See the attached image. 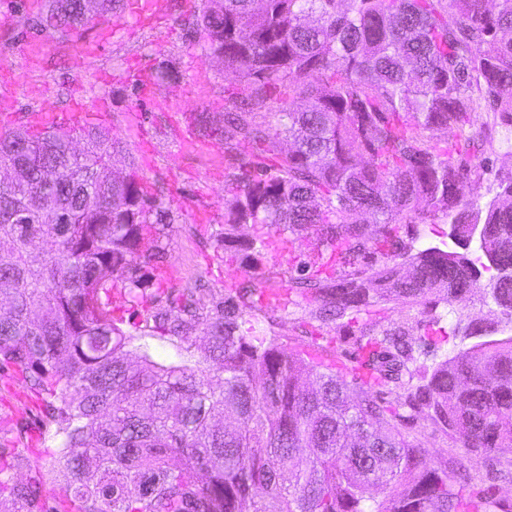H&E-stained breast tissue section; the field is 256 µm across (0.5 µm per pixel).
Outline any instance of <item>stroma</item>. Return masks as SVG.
<instances>
[{
    "label": "stroma",
    "mask_w": 512,
    "mask_h": 512,
    "mask_svg": "<svg viewBox=\"0 0 512 512\" xmlns=\"http://www.w3.org/2000/svg\"><path fill=\"white\" fill-rule=\"evenodd\" d=\"M192 0L177 5L175 0H157L160 21L154 26L135 25L131 15L89 25L81 39L46 33L36 26V0H0V85L12 92L0 100V113H8V128L46 126L50 119H62L75 103L88 106V125L104 127L121 140L126 154L112 159L114 170L127 171L136 161L147 189L160 188L177 221L166 229L170 287L189 280L201 281L211 293L220 294L232 278H245L250 270L224 249V169L213 166L214 151L177 148V134L190 124L191 115L210 109L214 118L224 112L221 64L207 57L198 44L184 36L181 11L192 8ZM176 66L183 74L178 83L158 82L155 74L163 64ZM146 288L138 302L113 293V318L133 336L132 355L148 348L157 359L183 352L179 340L156 332L144 335L146 311L154 297ZM314 304L300 301L290 307L286 318L275 321L260 317L258 325L284 351L335 364L352 351L336 332L319 329L310 312ZM469 300L453 307L423 312L421 307L395 308L381 312L386 322H407L415 342H428L440 357L458 353L462 344L451 333L457 313L470 312ZM44 401L30 389L20 370L0 371V446L22 450L29 466L19 472L22 480L32 479L40 463L59 445L55 429L43 422ZM400 429L423 448L429 462L454 459L473 482L486 480L484 459L466 456L459 436L434 430L420 420L403 418Z\"/></svg>",
    "instance_id": "stroma-1"
}]
</instances>
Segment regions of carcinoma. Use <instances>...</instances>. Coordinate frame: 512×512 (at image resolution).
<instances>
[{
    "mask_svg": "<svg viewBox=\"0 0 512 512\" xmlns=\"http://www.w3.org/2000/svg\"><path fill=\"white\" fill-rule=\"evenodd\" d=\"M95 3L40 0L39 25L71 35L128 7ZM184 26L232 78L222 125L193 116L199 137L224 145L222 242L254 270L285 240L335 257L331 278L297 260L280 311L297 296L327 326L355 323L356 375L241 330L266 289L256 274L212 299L189 283L149 309L170 337L201 331L195 365L132 360L104 298L138 299L164 267L159 226L172 211L135 163L112 173L119 144L106 128L0 132V169L20 168L0 178V368L51 398L60 446L41 477L73 512H508L494 486L428 463L392 405L512 466V336L460 314L453 332L470 346L430 359L409 323L374 312L469 295L512 318V168L492 200L465 193L480 188L494 135L512 128V0H199ZM282 89L288 101L271 104ZM18 212L29 223H13ZM426 218L456 242L399 235ZM472 224L491 257L480 265L463 244ZM40 241L50 248L30 257ZM26 467L20 453L0 463V512H53L36 483L15 479Z\"/></svg>",
    "mask_w": 512,
    "mask_h": 512,
    "instance_id": "cac0c4a2",
    "label": "carcinoma"
}]
</instances>
